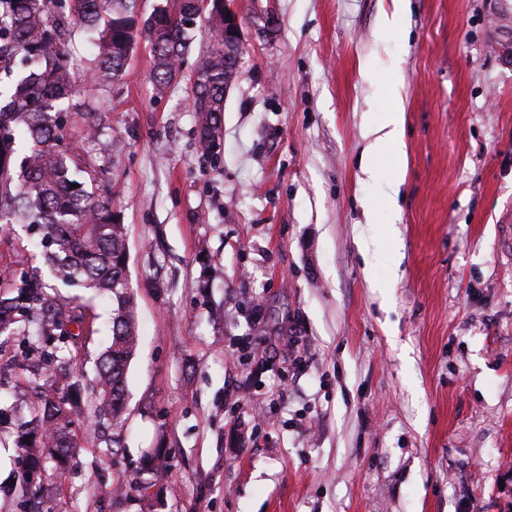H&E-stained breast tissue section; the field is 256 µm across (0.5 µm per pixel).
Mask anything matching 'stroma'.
<instances>
[{"instance_id":"1","label":"stroma","mask_w":512,"mask_h":512,"mask_svg":"<svg viewBox=\"0 0 512 512\" xmlns=\"http://www.w3.org/2000/svg\"><path fill=\"white\" fill-rule=\"evenodd\" d=\"M237 7L217 160L191 107L205 38L160 96L138 36L97 103L140 343L120 451L75 412L76 456L46 493L57 512H512V0H410L386 32L393 0ZM391 82L406 155L378 154L371 179L360 159ZM43 264L0 224V288ZM56 291L95 331L67 365L0 344V367L28 364L0 384V512H27L7 491L13 406L47 378L92 387L107 345L110 302ZM145 448L168 461L149 510L116 478Z\"/></svg>"}]
</instances>
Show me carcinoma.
<instances>
[{"instance_id": "1", "label": "carcinoma", "mask_w": 512, "mask_h": 512, "mask_svg": "<svg viewBox=\"0 0 512 512\" xmlns=\"http://www.w3.org/2000/svg\"><path fill=\"white\" fill-rule=\"evenodd\" d=\"M178 2L175 10L163 0L140 23L134 0H0V218L25 228L64 285L96 289L112 301L111 340L98 358L89 410L91 425L112 427V438L102 439L111 446L119 443L125 424L127 369L138 333L126 282V228L112 210V198L97 186L98 160L111 155L112 140L89 97L108 94L119 82L140 31L151 43L156 88L165 92L204 28L209 44L195 69L192 111L202 154L217 156L213 130L226 91L238 78L224 60L223 3L211 0L202 13L197 0ZM78 32L96 48L84 80L71 68ZM77 110L87 120L90 152H77L66 142L69 113ZM19 134L28 151L18 162ZM11 287L0 296V337L32 335L29 345L50 361L64 350L77 354L80 334L72 327L82 328L86 309L47 292L36 267L23 271ZM72 413L69 395L52 384L41 386L15 442L22 467L40 465L48 478L68 461L76 447ZM141 461L139 475L154 478L166 467L158 448L146 449Z\"/></svg>"}]
</instances>
